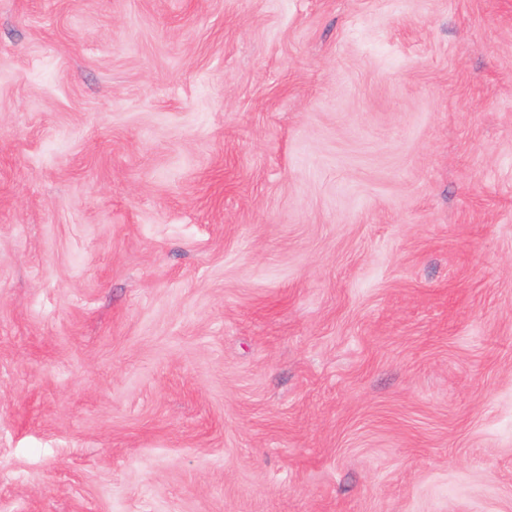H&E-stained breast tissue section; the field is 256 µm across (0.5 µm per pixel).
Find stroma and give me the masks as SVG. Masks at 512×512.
Returning <instances> with one entry per match:
<instances>
[{
	"label": "stroma",
	"mask_w": 512,
	"mask_h": 512,
	"mask_svg": "<svg viewBox=\"0 0 512 512\" xmlns=\"http://www.w3.org/2000/svg\"><path fill=\"white\" fill-rule=\"evenodd\" d=\"M0 512H512V0H0Z\"/></svg>",
	"instance_id": "stroma-1"
}]
</instances>
